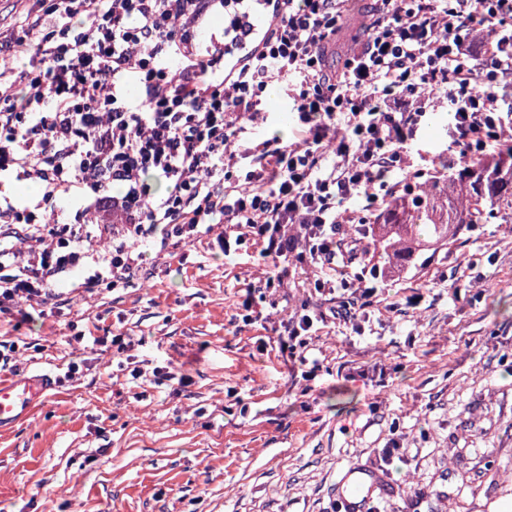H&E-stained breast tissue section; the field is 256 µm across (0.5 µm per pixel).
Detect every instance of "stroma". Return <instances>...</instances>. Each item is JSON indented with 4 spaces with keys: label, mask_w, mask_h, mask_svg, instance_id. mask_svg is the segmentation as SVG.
I'll list each match as a JSON object with an SVG mask.
<instances>
[{
    "label": "stroma",
    "mask_w": 512,
    "mask_h": 512,
    "mask_svg": "<svg viewBox=\"0 0 512 512\" xmlns=\"http://www.w3.org/2000/svg\"><path fill=\"white\" fill-rule=\"evenodd\" d=\"M449 123L430 116L414 167L458 168ZM364 245L383 290L363 333L312 341L309 383L279 352L278 320H242L267 271L251 245L149 250L154 275L133 288L86 291L77 269L31 320L0 314L16 376L54 380L0 430V512H331L344 472L392 446L396 512H512V223L395 267ZM118 333L130 345L116 362L98 339ZM132 364L189 382H135ZM377 364L380 384L364 376Z\"/></svg>",
    "instance_id": "35a3bbf8"
}]
</instances>
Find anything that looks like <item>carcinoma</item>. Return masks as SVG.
Instances as JSON below:
<instances>
[{
  "label": "carcinoma",
  "mask_w": 512,
  "mask_h": 512,
  "mask_svg": "<svg viewBox=\"0 0 512 512\" xmlns=\"http://www.w3.org/2000/svg\"><path fill=\"white\" fill-rule=\"evenodd\" d=\"M495 216L512 223V147L482 159H465L412 193L391 199L378 225V241L392 260L448 245L459 226Z\"/></svg>",
  "instance_id": "cac0c4a2"
}]
</instances>
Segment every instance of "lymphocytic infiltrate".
<instances>
[{"instance_id":"f902f5d3","label":"lymphocytic infiltrate","mask_w":512,"mask_h":512,"mask_svg":"<svg viewBox=\"0 0 512 512\" xmlns=\"http://www.w3.org/2000/svg\"><path fill=\"white\" fill-rule=\"evenodd\" d=\"M349 0H274L266 35L225 75L196 35L216 0H34L0 55V313L41 304L84 243L108 240L83 286L129 288L143 246L167 250L216 235L222 251L250 241L284 289L281 265L308 272L309 296L278 340L305 361L328 323L360 329L379 288L367 250L348 236L363 198L414 190L409 145L445 108L463 154L484 156L512 112V0H371L367 38L340 69L329 55ZM487 26L475 51V23ZM134 81L142 96L126 95ZM287 81L294 142L242 145L262 119L268 85ZM400 174L389 182L388 174ZM34 181L38 197L5 187ZM111 207V221L101 212Z\"/></svg>"}]
</instances>
